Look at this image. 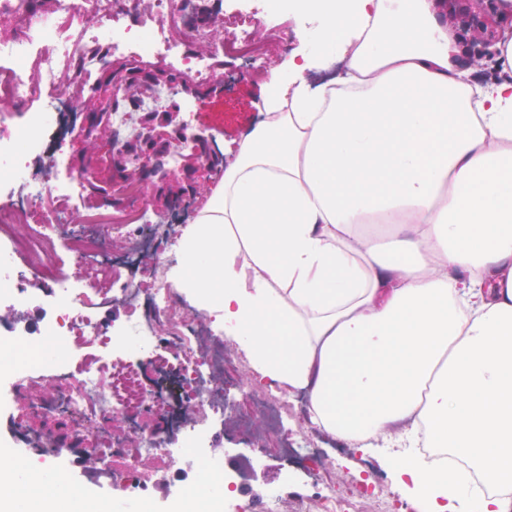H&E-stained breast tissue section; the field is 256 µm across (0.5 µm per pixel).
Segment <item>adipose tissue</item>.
I'll list each match as a JSON object with an SVG mask.
<instances>
[{
    "instance_id": "1",
    "label": "adipose tissue",
    "mask_w": 512,
    "mask_h": 512,
    "mask_svg": "<svg viewBox=\"0 0 512 512\" xmlns=\"http://www.w3.org/2000/svg\"><path fill=\"white\" fill-rule=\"evenodd\" d=\"M309 35L169 281L320 430L366 450L422 426L512 488V81L465 82L434 0H318ZM386 465L425 512H512L422 458ZM15 469L0 512H109Z\"/></svg>"
}]
</instances>
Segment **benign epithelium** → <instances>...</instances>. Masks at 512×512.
<instances>
[{
	"label": "benign epithelium",
	"instance_id": "obj_1",
	"mask_svg": "<svg viewBox=\"0 0 512 512\" xmlns=\"http://www.w3.org/2000/svg\"><path fill=\"white\" fill-rule=\"evenodd\" d=\"M486 13L470 15L466 24L472 52L468 62L483 59L492 60L497 56L496 44L498 24L493 16H507L512 19V3L508 0H484ZM181 86L182 90L195 97L210 96L224 92V75H217L212 84L204 89L194 85L184 74L160 66H147L142 70L132 68L122 58L106 61L101 67V78L93 97L81 101L77 90L68 91L70 98L85 111L82 126V149L74 159L78 173L86 177L88 185L96 187L101 171L93 169L87 162L90 155L105 154L109 173V192L105 200L112 205L128 201L123 192L130 180L138 181L143 187L142 204L163 214L173 213L188 202H202L209 192L212 180L221 167L215 159L223 154L210 148L203 138L182 144L183 121L179 106L172 104L170 111L146 124V133L139 147L131 149L114 147L110 125V111L131 98L132 89L148 85ZM179 148L180 164L170 169L158 161L164 150Z\"/></svg>",
	"mask_w": 512,
	"mask_h": 512
}]
</instances>
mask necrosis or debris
Returning <instances> with one entry per match:
<instances>
[{
    "label": "necrosis or debris",
    "instance_id": "1",
    "mask_svg": "<svg viewBox=\"0 0 512 512\" xmlns=\"http://www.w3.org/2000/svg\"><path fill=\"white\" fill-rule=\"evenodd\" d=\"M148 18L133 19L113 0H56L50 12L30 10L27 0H0V17L14 19L18 35L0 39V102L23 105L22 125L12 131L9 110L0 113V311L34 310L36 324L0 327V431L6 443L24 449L42 479L51 441L32 419H62L81 440L78 459L98 460L99 478L122 486L133 512H155L144 460L171 469L178 499L172 512H247L227 493L233 476L221 450L217 423L238 412L242 384L224 375L228 338L215 317L190 304L168 281L178 259V225L153 220L136 205L123 210L85 209L82 176L68 171L63 139L73 122L63 75L81 65L94 85L103 58L96 45L133 63L159 60L186 67L191 79L209 83L214 65L188 50L205 35L192 29L185 40L171 37L182 19L171 0H148ZM241 25L215 54L239 59L254 70L272 40L262 23L276 25L288 0H222ZM176 97L162 86L112 114L119 139L134 137L145 112L166 110ZM153 273L152 284L140 278ZM124 310L122 323L111 319ZM53 347V358L18 363L15 349ZM45 371L51 395H27L38 371ZM25 406H18L19 396ZM253 413L267 415L272 430L288 436V419L305 417L302 396L272 389L252 394ZM166 418L165 434L143 426L144 412ZM123 421L128 438L112 428ZM210 485L197 492V475ZM324 512H399L379 480L353 483L349 492L319 490Z\"/></svg>",
    "mask_w": 512,
    "mask_h": 512
}]
</instances>
